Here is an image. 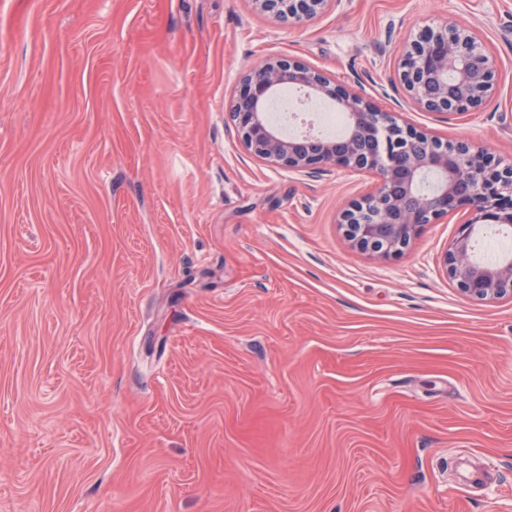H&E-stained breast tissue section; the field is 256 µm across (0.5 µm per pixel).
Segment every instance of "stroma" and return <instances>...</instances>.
I'll return each mask as SVG.
<instances>
[{"label": "stroma", "mask_w": 512, "mask_h": 512, "mask_svg": "<svg viewBox=\"0 0 512 512\" xmlns=\"http://www.w3.org/2000/svg\"><path fill=\"white\" fill-rule=\"evenodd\" d=\"M497 59L462 115L413 108L409 32ZM269 57L512 164V0H0V512H512V297L441 256L351 248L376 179L242 146ZM332 0H251L257 10L284 24L301 25L322 12Z\"/></svg>", "instance_id": "35a3bbf8"}]
</instances>
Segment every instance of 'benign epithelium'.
Segmentation results:
<instances>
[{"label": "benign epithelium", "instance_id": "1", "mask_svg": "<svg viewBox=\"0 0 512 512\" xmlns=\"http://www.w3.org/2000/svg\"><path fill=\"white\" fill-rule=\"evenodd\" d=\"M257 10L284 24L301 25L330 0H251ZM411 103L422 110L462 114L482 106L497 83V68L470 29L442 23L408 37L398 62ZM298 87L329 99L345 112L349 132L336 139L287 138L264 117L279 89ZM232 120L247 151L290 169L325 164L376 176L375 189L343 209L339 223L351 245L382 257L401 253L422 227L462 207L472 218L443 255L442 268L466 297L493 301L512 296V260L478 263L473 237L484 224L512 230V166L501 170L488 150L448 143L408 125L352 88L289 58L267 59L250 68L230 102Z\"/></svg>", "mask_w": 512, "mask_h": 512}]
</instances>
